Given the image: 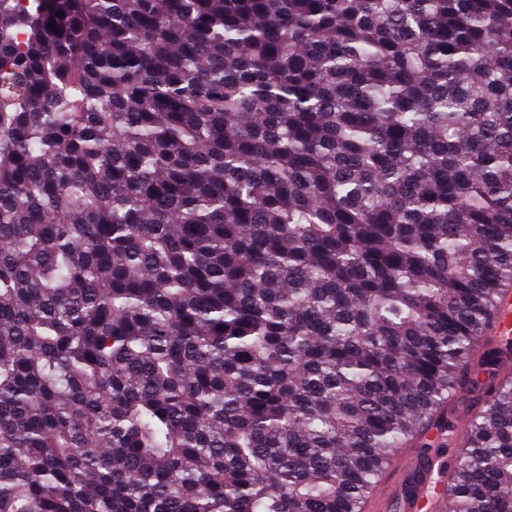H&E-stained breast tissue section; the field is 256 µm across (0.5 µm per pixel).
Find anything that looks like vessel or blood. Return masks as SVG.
Segmentation results:
<instances>
[{"label": "vessel or blood", "mask_w": 512, "mask_h": 512, "mask_svg": "<svg viewBox=\"0 0 512 512\" xmlns=\"http://www.w3.org/2000/svg\"><path fill=\"white\" fill-rule=\"evenodd\" d=\"M365 500L364 512H448L450 471L398 448Z\"/></svg>", "instance_id": "b4317fda"}]
</instances>
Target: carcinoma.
<instances>
[{"label":"carcinoma","mask_w":512,"mask_h":512,"mask_svg":"<svg viewBox=\"0 0 512 512\" xmlns=\"http://www.w3.org/2000/svg\"><path fill=\"white\" fill-rule=\"evenodd\" d=\"M507 286L512 0H0V512H512ZM393 455L391 466L366 498L364 512H447L451 472L403 448Z\"/></svg>","instance_id":"obj_1"}]
</instances>
